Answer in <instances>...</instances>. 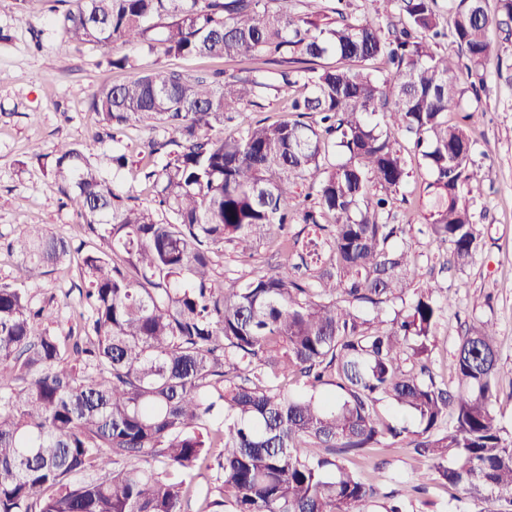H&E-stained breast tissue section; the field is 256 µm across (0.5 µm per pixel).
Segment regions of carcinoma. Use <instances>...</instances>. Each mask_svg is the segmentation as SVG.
<instances>
[{"mask_svg": "<svg viewBox=\"0 0 512 512\" xmlns=\"http://www.w3.org/2000/svg\"><path fill=\"white\" fill-rule=\"evenodd\" d=\"M384 2L396 22L337 6L333 18L298 14L288 0H70L65 41L110 46L108 64L134 71L92 93L99 121L114 130L152 119L176 138L148 141L150 152L177 150L145 173L152 208L102 177L104 165L125 167L123 154L99 160L63 143L44 163L32 150L107 249L81 257L80 295L93 311L83 335L35 333L44 308L0 285V380L24 383L0 403V512H185L191 486L152 463L186 472L212 459L219 497L206 495L201 512H408L344 464L397 445L448 488L512 512V433L493 407L495 324L460 337L455 387L436 378L427 361L444 306L416 283V259L399 244L406 225L390 209L409 177L401 132L432 176L420 202L426 233L455 266L473 258L478 147L448 113L463 111L467 93L480 99L494 58L512 86L509 47L487 41L483 0ZM497 25L512 43V0H497ZM441 39L466 63L438 53ZM156 41L168 56L261 59L277 66L278 84L142 72L131 49ZM325 57L335 63L318 64ZM297 84L306 93L291 98L293 119L224 133V113ZM298 220L306 244L286 232ZM274 230L284 263L229 286L215 278L224 242L246 262ZM9 248L33 279L76 251L36 224ZM219 401L224 420L205 435ZM383 402L415 429L384 419ZM95 469L104 476L72 480Z\"/></svg>", "mask_w": 512, "mask_h": 512, "instance_id": "cac0c4a2", "label": "carcinoma"}]
</instances>
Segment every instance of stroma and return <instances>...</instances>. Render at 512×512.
Segmentation results:
<instances>
[{
	"label": "stroma",
	"instance_id": "obj_1",
	"mask_svg": "<svg viewBox=\"0 0 512 512\" xmlns=\"http://www.w3.org/2000/svg\"><path fill=\"white\" fill-rule=\"evenodd\" d=\"M22 7L30 17L24 26L15 21ZM64 10V5H52L51 0H0V284L25 289L45 308L40 330L59 333L74 326L80 310L78 262L33 281L26 279L7 245L32 224L63 235L85 250L100 247L102 241L79 224L72 209L62 206L59 192L41 164L32 159V148L50 155L58 144L74 142L95 157L120 147L128 164L116 174L147 204L154 190L144 182L142 172L165 157L147 155L142 143L150 137L160 141L173 137L162 126L146 124L125 128L112 137L97 123L89 94L125 80L126 74L108 66L97 45L74 47L65 42L60 30ZM136 57L141 70L161 63L190 76L215 71L242 74L253 67L249 61L167 57L158 44L138 49ZM288 116L287 93L270 90L259 106L232 113L224 129L232 132L257 119L272 123ZM466 128L489 149L488 159L482 162L484 191L475 206L481 245L467 266L437 279L452 306L432 339L430 366L438 378L453 381L462 325L493 322L501 370L494 408L502 425L512 431V88L499 81L495 71H488L478 110ZM405 158L410 178L405 198L396 202L394 212L398 222L408 227L404 245L416 255L426 281L433 278L432 269L445 252L430 241L417 215L418 199L430 176L415 151L406 152ZM277 249V240L258 241L253 259L244 264L234 244L225 243L216 257V276L228 284L267 272L279 260ZM355 466L365 482L384 492H409L411 485L424 484L423 493L409 492L408 512H450L452 508L446 489L430 479L427 462L409 449L389 448L372 459L356 460Z\"/></svg>",
	"mask_w": 512,
	"mask_h": 512
}]
</instances>
